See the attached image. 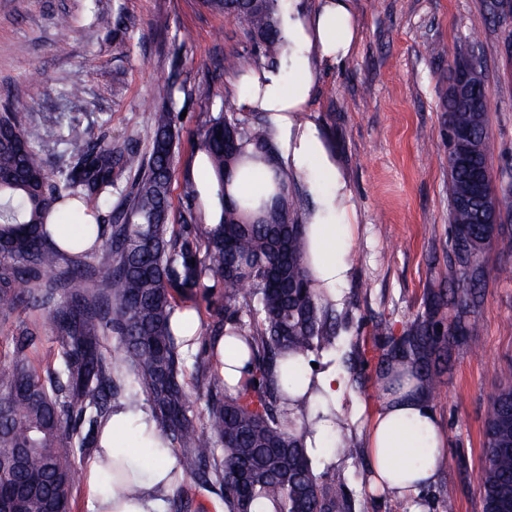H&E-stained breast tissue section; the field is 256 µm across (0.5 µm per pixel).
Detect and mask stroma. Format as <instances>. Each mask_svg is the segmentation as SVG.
Listing matches in <instances>:
<instances>
[{
	"instance_id": "35a3bbf8",
	"label": "stroma",
	"mask_w": 512,
	"mask_h": 512,
	"mask_svg": "<svg viewBox=\"0 0 512 512\" xmlns=\"http://www.w3.org/2000/svg\"><path fill=\"white\" fill-rule=\"evenodd\" d=\"M124 4V30L102 28L98 14ZM484 0H353L361 41L353 56L319 68L301 124L315 125L347 191L336 210L340 248L350 267L331 294L339 349L315 354L319 368L334 367L346 386L337 398L336 430L364 448L379 407L384 357L373 327L402 335L425 311L430 292L456 297L446 278L455 258L443 143V99L454 60L473 58L484 68L490 97L487 133L496 150L495 177L512 178V27L484 18ZM69 15L66 51L56 47V19ZM438 46L431 56L428 46ZM241 25L200 8L197 0H0V95L23 123L38 129L52 171L69 162L53 134L56 117L81 124L92 140L148 146L156 107L180 112L171 183L170 222L180 225L193 189L194 149L208 116L222 98H236L235 82L254 62ZM235 51L236 69L214 81V96L200 100L182 88ZM81 84V100L68 97ZM476 307L461 314L479 320L477 331L442 346L431 403L446 437L436 480L415 503L371 488L368 458L354 462L338 449L316 456L319 472L352 502V512H481L483 428L489 401L504 371L512 369V253L491 254L476 285ZM37 325L35 367L56 356L60 341L46 317L21 311L0 320V361L7 360L20 328ZM480 357H473V349Z\"/></svg>"
}]
</instances>
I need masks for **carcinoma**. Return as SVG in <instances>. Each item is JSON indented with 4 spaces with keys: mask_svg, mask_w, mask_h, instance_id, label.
Masks as SVG:
<instances>
[{
    "mask_svg": "<svg viewBox=\"0 0 512 512\" xmlns=\"http://www.w3.org/2000/svg\"><path fill=\"white\" fill-rule=\"evenodd\" d=\"M284 0H201L207 9L237 20L259 65L279 70L288 58L281 34ZM449 223L456 242L474 239L448 280L473 283L491 251L512 250V234L493 235L488 212H512V182L496 183L489 160L494 144L487 112L444 100ZM71 163L54 174L33 146L36 134L15 112L0 113V319L20 309L48 315L60 338L56 358L34 370L30 349L38 331L25 326L10 359L0 364V499L10 512H71L72 458L99 447L102 423L118 404H145L166 445L176 453L175 475L185 476L223 500L224 512H253L267 500L273 512H351L336 486L316 472L305 439L312 424L293 427L289 390L302 382L309 354L337 350L336 327L324 292L305 263L309 241L298 213L294 179L277 167L272 131L263 112L237 113L223 100L202 134L207 163L224 186V171L243 160L274 167L270 201L232 200L219 224L196 223L191 197L174 232L169 224L177 115L153 113L148 151L92 141L74 121L56 120ZM488 173L481 195L464 200L473 177ZM131 190L112 201L117 181ZM107 209L84 222L88 250L61 248L48 219L71 200ZM223 291L208 348L187 369L176 297L192 298L207 279ZM478 329L453 321L448 329L430 314L400 336L374 327L388 347L398 376L417 374L428 393L438 387L430 359L438 344ZM113 338L118 352L108 350ZM244 342L251 379L231 393L219 373L217 346ZM292 361L291 383L279 378ZM192 376L204 407L187 390ZM480 495L483 512H512V381L493 395L484 423Z\"/></svg>",
    "mask_w": 512,
    "mask_h": 512,
    "instance_id": "1",
    "label": "carcinoma"
}]
</instances>
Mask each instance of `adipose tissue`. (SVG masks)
<instances>
[{
	"instance_id": "ef3b65f1",
	"label": "adipose tissue",
	"mask_w": 512,
	"mask_h": 512,
	"mask_svg": "<svg viewBox=\"0 0 512 512\" xmlns=\"http://www.w3.org/2000/svg\"><path fill=\"white\" fill-rule=\"evenodd\" d=\"M283 36L288 42L286 75L249 68L241 78L239 105L247 112L267 113L282 143V158L295 170L306 169L310 159L320 160L317 182L327 192L306 226L307 262L317 286L332 290L349 270L336 246V193L343 185L317 129L296 125L295 115L307 107L316 70L344 64L360 42L352 0H316L312 9L289 13ZM381 388L383 401L368 425L372 478L382 489L412 497L437 475L443 433L417 378L399 382L389 375ZM174 466L173 453L161 446L150 413L116 407L102 427L98 448L83 466L87 512H158L163 496L175 487ZM115 474L135 481L139 495L122 497L110 485Z\"/></svg>"
}]
</instances>
